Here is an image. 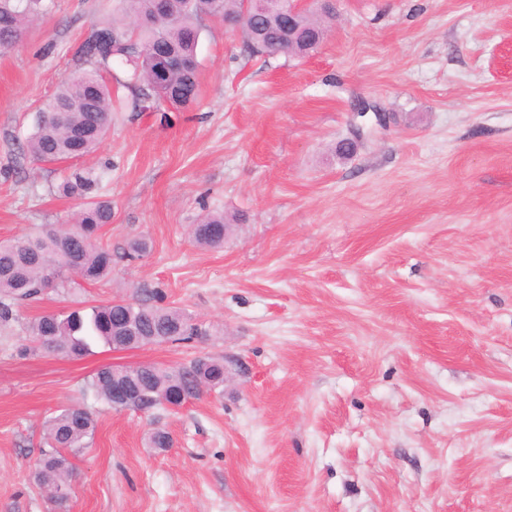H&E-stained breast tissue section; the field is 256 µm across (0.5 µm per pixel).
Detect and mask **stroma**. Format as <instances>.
<instances>
[{
  "label": "stroma",
  "mask_w": 512,
  "mask_h": 512,
  "mask_svg": "<svg viewBox=\"0 0 512 512\" xmlns=\"http://www.w3.org/2000/svg\"><path fill=\"white\" fill-rule=\"evenodd\" d=\"M119 15L53 0L0 50V240L80 209L56 190L68 165L21 146ZM199 24L197 104L118 113L79 162L112 205L103 243L149 251L0 324V512H55L33 464L74 405L97 427L69 457L67 512H512V0H337L305 57H251L239 31ZM209 212L223 247L192 240ZM159 291L207 336L75 360L29 341L41 315ZM207 357L223 388L175 410L86 388L114 362Z\"/></svg>",
  "instance_id": "1"
}]
</instances>
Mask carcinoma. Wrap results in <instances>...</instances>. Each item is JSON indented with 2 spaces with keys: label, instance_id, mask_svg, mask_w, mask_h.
<instances>
[{
  "label": "carcinoma",
  "instance_id": "1",
  "mask_svg": "<svg viewBox=\"0 0 512 512\" xmlns=\"http://www.w3.org/2000/svg\"><path fill=\"white\" fill-rule=\"evenodd\" d=\"M127 25L104 23L94 26L80 46L88 68L74 72L56 91L51 102L66 109L64 122L51 112L36 116L34 130L23 152L38 162L81 159L94 152L112 125V113L132 107L138 112L180 111L199 98L200 61L197 48L203 15L222 19L242 10L243 0H119ZM48 9L45 0H0V49L17 45L31 24ZM250 28L243 42L253 55L304 56L315 51L327 32L325 20L313 15L288 25V15L270 0H253ZM116 60L127 68L128 80L118 85L131 98L113 96L112 84L103 73ZM163 82L156 83L160 70ZM99 179L75 168L58 186L66 197L85 200L70 225L43 224L38 231L0 242V323L15 319L14 304L40 296L54 288L69 292L82 284L106 280L119 260H135L148 250L147 240L129 242L114 251L100 241V231L112 223V207L97 199ZM229 231L224 214L210 213L194 225L192 239L201 247L224 246ZM207 331L192 322L182 309L110 300L77 308L66 315L45 314L30 325V338L55 355L82 357L92 343L112 345L119 337L142 346L153 342H185L203 337ZM123 381L140 392L132 410L150 412L167 404H182L205 390L224 386V363L197 360L188 366L159 364L153 371L131 368L112 379V366L96 370L86 386L98 399L113 406L112 385ZM94 414L70 407L48 421L44 429L47 449L35 464L34 482L41 489L70 486L72 466L66 453L89 445L96 430Z\"/></svg>",
  "mask_w": 512,
  "mask_h": 512
}]
</instances>
